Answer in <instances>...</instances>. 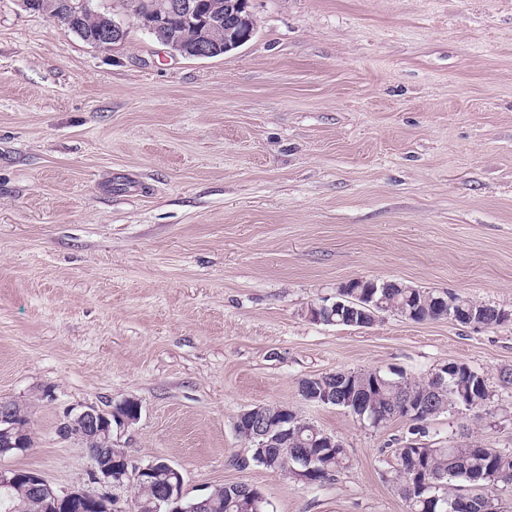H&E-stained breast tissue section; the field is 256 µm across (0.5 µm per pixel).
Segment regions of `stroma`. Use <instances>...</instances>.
<instances>
[{
    "label": "stroma",
    "mask_w": 512,
    "mask_h": 512,
    "mask_svg": "<svg viewBox=\"0 0 512 512\" xmlns=\"http://www.w3.org/2000/svg\"><path fill=\"white\" fill-rule=\"evenodd\" d=\"M249 3L252 40L188 59L120 9L106 51L0 0V401L32 428L0 468L131 499L57 429L133 398L122 447L176 465L187 497L242 483L273 512H407L394 448L466 429L512 452V321L351 328L306 309L363 277L512 310V0ZM451 360L498 410L441 414L419 439L299 391ZM272 404L341 440L347 469L309 486L237 467L235 416Z\"/></svg>",
    "instance_id": "obj_1"
}]
</instances>
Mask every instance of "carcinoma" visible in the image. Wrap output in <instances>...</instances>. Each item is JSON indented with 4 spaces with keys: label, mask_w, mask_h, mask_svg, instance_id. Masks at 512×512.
<instances>
[{
    "label": "carcinoma",
    "mask_w": 512,
    "mask_h": 512,
    "mask_svg": "<svg viewBox=\"0 0 512 512\" xmlns=\"http://www.w3.org/2000/svg\"><path fill=\"white\" fill-rule=\"evenodd\" d=\"M45 9L53 13L61 23L71 16L70 5L79 0H42ZM161 0H122L123 9L135 18L157 9ZM205 10L217 18L211 31L212 39L224 43V3L228 0H203ZM345 306L336 309L332 319L344 326L354 319L357 304L352 294L375 297L393 314L414 322L450 318L460 324L476 322L486 327L506 322L504 309L455 293H440L424 288L408 287V284L392 281L389 285L370 279L362 288L344 289ZM349 370L326 373L319 376L330 388L349 384L365 391V402L380 411H389L410 399L424 406L423 414L413 418L415 422L466 407L474 399H486L487 393L479 379L480 372L468 370L464 363H448V377L437 385L433 374L412 378L391 368L361 369L351 382L345 376ZM235 433L251 448V456L236 459L242 468L254 463L272 471L289 472L295 466V456L277 448L268 449L274 456L269 461L257 451L250 435V427L240 423ZM323 431L302 424L297 428L293 449L312 458L313 484H322L337 477L349 461L344 448H325L319 444ZM462 441L442 448L429 446H403L395 450L396 463L391 471V482L405 501L408 512H498L495 492L512 489V454L501 453L486 447L480 440L461 434ZM165 470L159 469L155 481L135 488L131 504L121 506L119 512H146L145 505L157 494L158 484L164 480ZM209 503L204 512H269V503L254 489L242 490L238 484H226L206 496ZM0 512H46L42 498L25 484L0 485Z\"/></svg>",
    "instance_id": "carcinoma-1"
}]
</instances>
